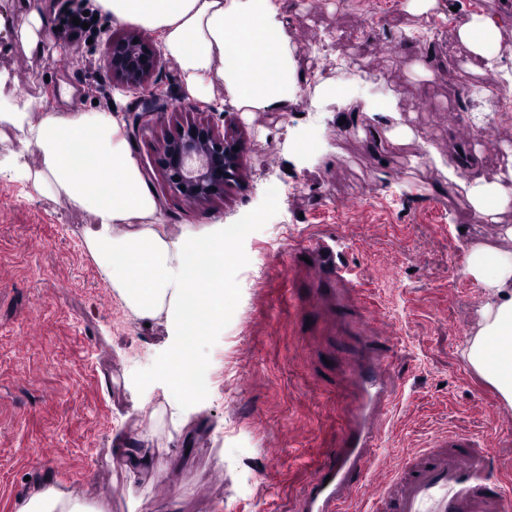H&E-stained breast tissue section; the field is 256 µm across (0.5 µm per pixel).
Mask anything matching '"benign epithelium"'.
<instances>
[{
	"label": "benign epithelium",
	"mask_w": 512,
	"mask_h": 512,
	"mask_svg": "<svg viewBox=\"0 0 512 512\" xmlns=\"http://www.w3.org/2000/svg\"><path fill=\"white\" fill-rule=\"evenodd\" d=\"M134 36L106 40L101 66L112 73L115 84L142 90L137 109L125 115L130 137L162 121L169 108L200 110L195 102L175 103L152 80L157 66V51L145 39ZM239 150H233V147ZM161 170L167 182L184 198L205 203L224 194V188L238 180L244 165L245 142L237 134H221L212 125L188 123L182 132L167 138L160 147Z\"/></svg>",
	"instance_id": "benign-epithelium-1"
}]
</instances>
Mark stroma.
Here are the masks:
<instances>
[{"instance_id":"obj_1","label":"stroma","mask_w":512,"mask_h":512,"mask_svg":"<svg viewBox=\"0 0 512 512\" xmlns=\"http://www.w3.org/2000/svg\"><path fill=\"white\" fill-rule=\"evenodd\" d=\"M404 2L280 0L307 80L288 111L229 108L246 153L223 197L187 202L162 174L159 147L185 115L132 141L169 235L215 216L235 231L224 325L196 344L197 392L174 397L163 375L165 318L138 319L101 276L85 248L91 215L0 178V512L48 485L107 512H298L354 401L342 327L289 267L326 234L349 242L345 259L385 319L394 408L375 480L448 429L483 441L492 472L512 473V411L459 354L482 322L469 248L499 244L512 210L482 223L448 180L474 124L486 128L471 148L484 180L512 161V90L494 106L457 38L472 15L500 18L497 52L512 65V0H441L423 14ZM132 30L103 20L77 46L47 24L35 53L1 31L0 78L61 110L108 107L106 39ZM345 58L377 82L358 84ZM387 97L392 112H363ZM130 443L148 469L120 463Z\"/></svg>"}]
</instances>
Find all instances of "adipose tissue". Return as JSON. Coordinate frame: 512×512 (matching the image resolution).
I'll use <instances>...</instances> for the list:
<instances>
[{"instance_id":"ef3b65f1","label":"adipose tissue","mask_w":512,"mask_h":512,"mask_svg":"<svg viewBox=\"0 0 512 512\" xmlns=\"http://www.w3.org/2000/svg\"><path fill=\"white\" fill-rule=\"evenodd\" d=\"M116 25L135 24L156 37L174 59L188 94L219 90L216 106L243 112H282L299 90L297 49L279 0H96ZM469 65L512 85L495 44L499 26L475 15L457 32ZM0 80V134L16 131L21 152L0 158V177L64 198L89 211L94 224L85 246L101 273L141 319L165 317L178 347L224 319V221L216 217L179 239L166 236L163 211L147 186L119 110L65 115L35 99L4 94ZM40 156L38 166L25 150ZM467 200L478 219L496 224L512 209V192L484 182L469 162ZM507 248L476 244L467 271L485 290L482 325L461 349L473 369L512 408V226ZM16 512H105L57 488L41 489Z\"/></svg>"}]
</instances>
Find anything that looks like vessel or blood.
Listing matches in <instances>:
<instances>
[{
    "label": "vessel or blood",
    "mask_w": 512,
    "mask_h": 512,
    "mask_svg": "<svg viewBox=\"0 0 512 512\" xmlns=\"http://www.w3.org/2000/svg\"><path fill=\"white\" fill-rule=\"evenodd\" d=\"M341 242L330 235L315 238L290 258L291 266L314 256L325 275L315 294L331 305L358 334L351 369L357 397L337 447L326 464L316 468L305 485L299 512H346L359 492L369 491L368 512H512V480L490 475L485 448L472 435L449 431L411 455L391 477L372 484L369 470L386 434L392 394L388 360L375 310L358 297L359 281L345 263Z\"/></svg>",
    "instance_id": "1"
}]
</instances>
